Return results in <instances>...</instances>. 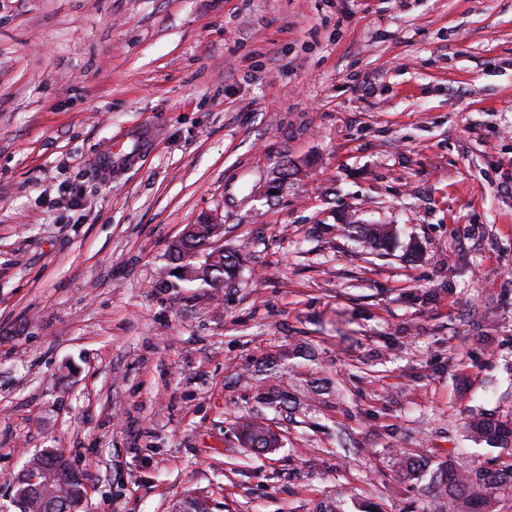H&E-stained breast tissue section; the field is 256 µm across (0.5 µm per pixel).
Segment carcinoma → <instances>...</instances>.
I'll return each instance as SVG.
<instances>
[{
  "label": "carcinoma",
  "mask_w": 512,
  "mask_h": 512,
  "mask_svg": "<svg viewBox=\"0 0 512 512\" xmlns=\"http://www.w3.org/2000/svg\"><path fill=\"white\" fill-rule=\"evenodd\" d=\"M205 225L198 224L187 235V241L170 246L169 261L184 262L189 267L186 277H176L179 282H196L208 288H223L236 278L241 258L233 253H224L219 259L208 263L193 258L194 245L203 238ZM344 231L364 239L378 251H390L395 242L393 231L385 224H347ZM255 399L258 403L276 410L289 401L288 391L271 386L259 387ZM470 435L499 448L512 447V426L485 416H477L467 426ZM236 437L244 440L255 453H269L283 447V439L269 422L243 418L236 425ZM438 494L454 504L456 512H482L472 505L485 503L484 486L512 488V466L497 472L486 473L482 469L441 472L435 477Z\"/></svg>",
  "instance_id": "carcinoma-1"
}]
</instances>
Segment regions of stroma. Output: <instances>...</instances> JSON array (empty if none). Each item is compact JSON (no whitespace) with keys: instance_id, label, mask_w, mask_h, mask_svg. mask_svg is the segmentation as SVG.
Listing matches in <instances>:
<instances>
[{"instance_id":"stroma-1","label":"stroma","mask_w":512,"mask_h":512,"mask_svg":"<svg viewBox=\"0 0 512 512\" xmlns=\"http://www.w3.org/2000/svg\"><path fill=\"white\" fill-rule=\"evenodd\" d=\"M206 214L238 277L168 287ZM480 413L512 423V0H0V512L45 449L87 512H448L434 472L512 463ZM344 231L368 241L377 251L389 253L394 246L393 231L386 224H346ZM470 435L499 448L512 447V426L485 416H477L467 426ZM237 439L244 440L255 453H271L283 447V439L276 428L269 422H259L253 418H242L236 425Z\"/></svg>"}]
</instances>
